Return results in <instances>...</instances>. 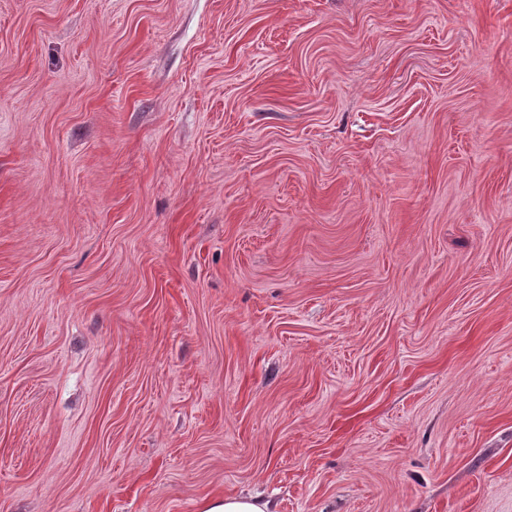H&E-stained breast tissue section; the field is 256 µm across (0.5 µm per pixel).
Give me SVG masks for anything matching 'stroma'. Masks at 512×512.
<instances>
[{
  "mask_svg": "<svg viewBox=\"0 0 512 512\" xmlns=\"http://www.w3.org/2000/svg\"><path fill=\"white\" fill-rule=\"evenodd\" d=\"M512 512V0H0V512ZM199 512H271L268 503L258 497L224 496L205 499Z\"/></svg>",
  "mask_w": 512,
  "mask_h": 512,
  "instance_id": "35a3bbf8",
  "label": "stroma"
}]
</instances>
